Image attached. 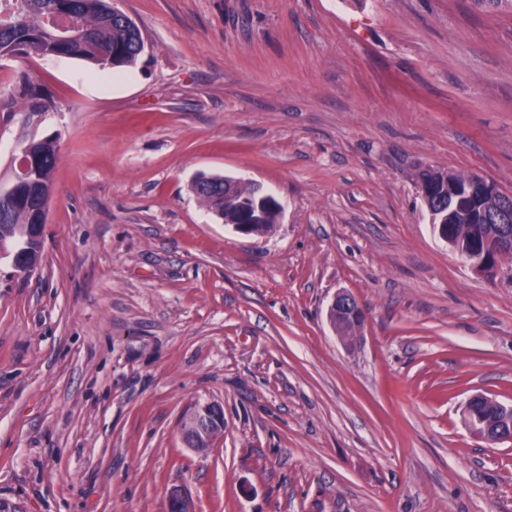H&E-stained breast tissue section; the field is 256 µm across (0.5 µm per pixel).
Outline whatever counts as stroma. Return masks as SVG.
Wrapping results in <instances>:
<instances>
[{"label":"stroma","mask_w":512,"mask_h":512,"mask_svg":"<svg viewBox=\"0 0 512 512\" xmlns=\"http://www.w3.org/2000/svg\"><path fill=\"white\" fill-rule=\"evenodd\" d=\"M146 51L102 79L14 58L54 96L41 259H0V512H512V257L476 275L421 169L512 191V0H120ZM261 184L244 235L190 189ZM364 315L344 345L339 291ZM224 410L214 447L180 434ZM327 317L345 345L351 344L357 337L346 336L345 324L348 322L361 324L363 322V312L357 300L350 293L344 291L338 292L333 298L328 308ZM477 403H480L482 405L486 404L489 406H493L497 409H505L506 408L507 410H509L511 412H506L504 410H501L498 412L493 407H477L474 412V406ZM474 413H476V415L481 418H485V417H498V418L508 417V418H511V429H512V417H511L512 406L511 405H506L493 397L482 395V394H478V395H474V396L470 397L465 405V415H466V420H467L468 426L481 439H483L484 441H486L489 444H500L504 440H508V441L511 440L510 437H507V434L505 432L503 434L494 433L492 431L491 426L488 425L487 423H483L479 419H476ZM473 418H475V420ZM209 417L216 419L220 425L223 422L224 428V410L221 407L212 405L210 403L199 405L193 408V410L187 415L182 423L181 432L183 440L188 430L194 428L198 430L202 437L211 444L217 435L211 433L210 431H204V429L200 426L201 419L204 418L206 421H208Z\"/></svg>","instance_id":"35a3bbf8"}]
</instances>
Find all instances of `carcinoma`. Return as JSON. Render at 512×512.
I'll use <instances>...</instances> for the list:
<instances>
[{
	"mask_svg": "<svg viewBox=\"0 0 512 512\" xmlns=\"http://www.w3.org/2000/svg\"><path fill=\"white\" fill-rule=\"evenodd\" d=\"M67 15L73 27L67 30V38L58 40L50 25L54 12ZM143 53V40L138 27L127 17L112 14L111 0H0V58L17 56L54 58L65 57L85 61L101 70L132 67ZM23 99L22 125L28 126L35 115H47L56 111L50 93L32 76L22 73L15 77L9 91L0 89V112L15 111L16 96ZM58 152L50 147L39 157L35 167L15 176L25 180L36 175V183L26 197H17L10 205L0 204V246L23 247L26 262L36 265L39 261L42 241L23 234L26 225L36 223L35 206L48 207V187L52 185ZM462 185L473 176L450 173L443 176L440 170L425 169L418 175V183L433 182L438 186L444 180ZM212 189H199L191 184V190L209 209L224 213V176L218 175ZM486 228L471 219H461L452 231L461 242L474 238Z\"/></svg>",
	"mask_w": 512,
	"mask_h": 512,
	"instance_id": "1",
	"label": "carcinoma"
}]
</instances>
